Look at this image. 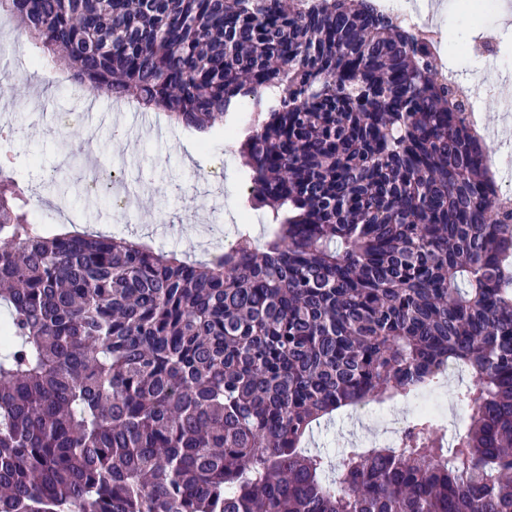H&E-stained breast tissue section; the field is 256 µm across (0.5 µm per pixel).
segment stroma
I'll return each instance as SVG.
<instances>
[{
    "mask_svg": "<svg viewBox=\"0 0 512 512\" xmlns=\"http://www.w3.org/2000/svg\"><path fill=\"white\" fill-rule=\"evenodd\" d=\"M437 18L453 39L443 47L446 65L470 75V96L481 122L499 123L504 93L512 91V65L464 60L458 45L479 41L482 29L472 25L465 11L450 6ZM0 49L8 54L13 68L12 77L0 78V125L13 129L11 136L0 141V162L13 166L32 190L40 223L56 230L63 220L71 219L90 234L102 232L129 240L147 237L155 249L198 261L223 250L225 231L236 228L233 217L241 207L239 188L244 184L241 160L226 149L223 132H211L205 151L194 156L189 149L195 132L167 122L161 111L152 117L166 125L162 140L128 133L119 139L114 127L91 131L81 123L72 126L69 137H60L53 125L55 113H83L84 95L65 82L57 68L30 67L32 46L19 34L14 19H0ZM488 70L499 73V85L482 82L481 75ZM218 157L224 160L226 191L216 199L209 193L214 185L210 164ZM91 161L99 167L125 170L129 184L134 185V197L123 218H114L107 199L84 192L79 176ZM415 410L412 401L344 409L320 421L305 446L337 460L350 445L366 448L378 440L383 419Z\"/></svg>",
    "mask_w": 512,
    "mask_h": 512,
    "instance_id": "1",
    "label": "stroma"
}]
</instances>
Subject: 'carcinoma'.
I'll return each instance as SVG.
<instances>
[{
  "label": "carcinoma",
  "mask_w": 512,
  "mask_h": 512,
  "mask_svg": "<svg viewBox=\"0 0 512 512\" xmlns=\"http://www.w3.org/2000/svg\"><path fill=\"white\" fill-rule=\"evenodd\" d=\"M0 0L88 95L249 113V232L206 262L48 234L0 167V512H512V208L377 0ZM273 89V97L265 90ZM470 372L453 443L304 447Z\"/></svg>",
  "instance_id": "1"
}]
</instances>
